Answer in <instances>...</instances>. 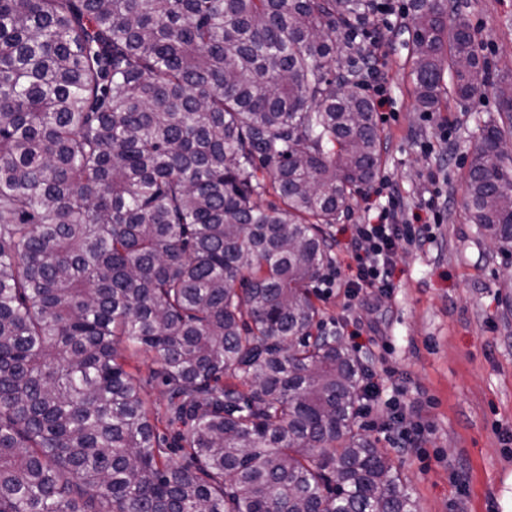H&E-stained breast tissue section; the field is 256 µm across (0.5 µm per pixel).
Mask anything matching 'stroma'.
<instances>
[{"label": "stroma", "instance_id": "obj_1", "mask_svg": "<svg viewBox=\"0 0 512 512\" xmlns=\"http://www.w3.org/2000/svg\"><path fill=\"white\" fill-rule=\"evenodd\" d=\"M459 11L494 77L512 78V0H459ZM410 26L407 18L376 17L379 32L396 33L365 90L386 98L377 111L382 169L327 233L336 242L332 261L342 260L339 245L352 225L376 215L393 192L408 220L434 197L433 235L398 249L388 294L361 290L347 308L336 287L319 282L315 293L325 322L361 326L346 343L374 371L379 396L357 423L400 463L420 512H504L512 502V255L479 239L462 208L471 132L476 120L497 117V102L483 92L419 111L407 63ZM397 385L404 413H423L433 426L423 448L392 443L388 401Z\"/></svg>", "mask_w": 512, "mask_h": 512}]
</instances>
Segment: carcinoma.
Returning <instances> with one entry per match:
<instances>
[{
  "label": "carcinoma",
  "instance_id": "carcinoma-1",
  "mask_svg": "<svg viewBox=\"0 0 512 512\" xmlns=\"http://www.w3.org/2000/svg\"><path fill=\"white\" fill-rule=\"evenodd\" d=\"M453 9L408 5L422 112L489 81ZM375 12L0 0V512H419L355 429L375 391L312 291L324 226L380 172L355 92ZM495 92L464 207L512 252V83ZM140 351L173 447L127 369Z\"/></svg>",
  "mask_w": 512,
  "mask_h": 512
}]
</instances>
